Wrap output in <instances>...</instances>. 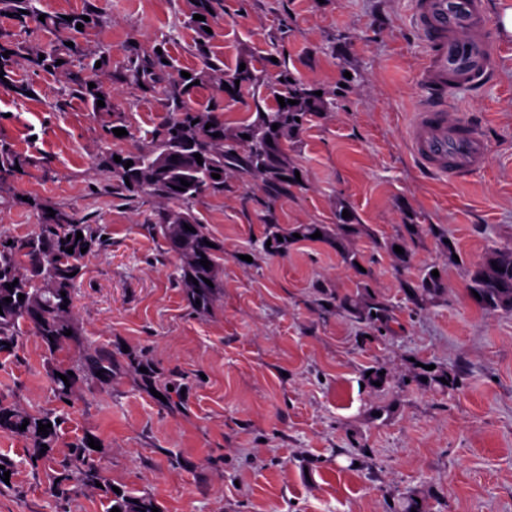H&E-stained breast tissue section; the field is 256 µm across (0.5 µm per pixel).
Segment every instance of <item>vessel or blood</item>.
Listing matches in <instances>:
<instances>
[{
    "label": "vessel or blood",
    "instance_id": "obj_1",
    "mask_svg": "<svg viewBox=\"0 0 512 512\" xmlns=\"http://www.w3.org/2000/svg\"><path fill=\"white\" fill-rule=\"evenodd\" d=\"M413 22L426 53L417 76L424 101L408 127L410 154L427 174L466 181L485 167L490 144L453 111L456 91L485 81L497 66L483 0H413Z\"/></svg>",
    "mask_w": 512,
    "mask_h": 512
}]
</instances>
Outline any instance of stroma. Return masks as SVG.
Wrapping results in <instances>:
<instances>
[{"label":"stroma","instance_id":"obj_1","mask_svg":"<svg viewBox=\"0 0 512 512\" xmlns=\"http://www.w3.org/2000/svg\"><path fill=\"white\" fill-rule=\"evenodd\" d=\"M500 63L484 87L453 97L491 143L484 170L467 181L435 178L409 152L406 131L420 104L416 86L425 46L412 0H223L210 50L225 70L250 63L264 75L259 105L273 103L280 65L321 91L328 109L309 117L289 155L302 187L273 198L261 182L230 176L193 212L223 245L220 292L208 312L194 311L178 283L180 259L157 234L161 206L130 201L98 171L103 148L131 149L165 118L162 95L114 85L129 138H106L103 115L74 97L63 73L17 59V80L35 95L0 87V140L34 157L37 168L9 181L104 227L105 247L88 254L74 290V317L94 345L153 365L156 389L133 372L87 382L73 403L54 398L39 339L0 353V397L23 410L61 417L51 460L31 464L22 439L0 432V460L12 488L0 512H107V488L149 496L159 512H395L407 495L432 512H512V313L482 311L468 297L467 268L487 247L512 246V34L501 19L512 0H484ZM95 5L106 24L92 47L121 64L130 42L166 41L175 64L194 68V29L183 0H38L40 12ZM194 106L215 107L227 125L250 119L245 105L197 89ZM361 223L393 234L405 217L439 224L457 243L448 264L434 239L416 251L415 268L444 267L439 306L416 310L400 288L403 273L369 239H360L373 285L394 309L387 334H368L325 312L322 294L353 291L355 274L320 243L287 256L259 252L268 224H332L337 199ZM456 371L457 389L439 393L407 381L413 363ZM373 366L388 374L366 386ZM179 403L160 400L168 386ZM99 485L67 483L47 495L57 462L84 435Z\"/></svg>","mask_w":512,"mask_h":512}]
</instances>
